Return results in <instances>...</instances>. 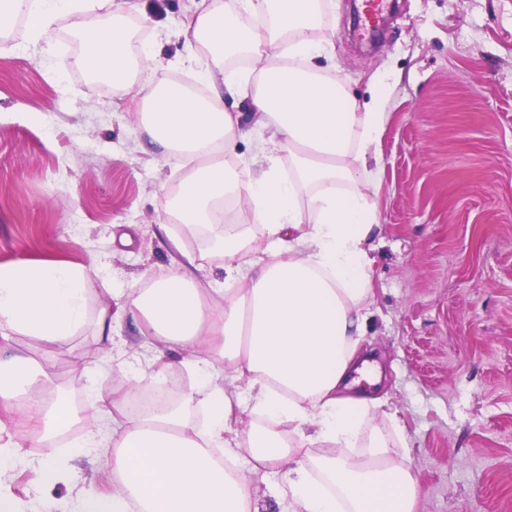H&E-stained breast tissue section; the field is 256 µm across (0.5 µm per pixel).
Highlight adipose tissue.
Instances as JSON below:
<instances>
[{"instance_id": "1", "label": "adipose tissue", "mask_w": 512, "mask_h": 512, "mask_svg": "<svg viewBox=\"0 0 512 512\" xmlns=\"http://www.w3.org/2000/svg\"><path fill=\"white\" fill-rule=\"evenodd\" d=\"M197 0L184 34L205 45L197 87L154 83L153 50L131 54L129 16L141 0H10L0 33L24 14L29 34L47 36L56 17L74 19L78 66L126 87L133 72L147 106L142 125L165 159L191 163L167 209L180 236L220 225L225 289L214 301L197 287L186 256L162 279L89 314L94 264L58 260L0 263V407L36 393L34 439L67 433L86 419V436L42 465L46 486L69 482V459L101 447L112 430V489L81 493L73 512H260L255 478H276L277 512H416L418 478L409 451L362 439L364 420L385 398L350 394L345 379L373 303L376 203L360 187L369 154L385 131L384 83L358 103L332 68L316 65L325 0ZM109 21L88 27L87 15ZM255 17L252 25L243 16ZM246 57L248 71L227 67ZM248 98L261 123L249 163L223 154L241 139L240 113L225 99ZM95 318L100 336L131 321L149 341L135 370L115 373L111 396H90L88 416L66 397L51 363L17 345L27 336L67 344ZM191 352L199 377L181 398L144 409L135 395L171 371L170 351ZM364 444V452L349 456Z\"/></svg>"}]
</instances>
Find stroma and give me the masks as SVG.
Segmentation results:
<instances>
[{
    "instance_id": "35a3bbf8",
    "label": "stroma",
    "mask_w": 512,
    "mask_h": 512,
    "mask_svg": "<svg viewBox=\"0 0 512 512\" xmlns=\"http://www.w3.org/2000/svg\"><path fill=\"white\" fill-rule=\"evenodd\" d=\"M187 5L148 0L146 14L129 20L138 43L159 54L154 82H192L193 70L174 59L207 58L202 45L158 26L183 19ZM72 22L58 16L38 42L23 27L0 38V263L98 257L94 310L113 289L172 269L166 204L187 170L156 158L134 92L96 84L76 66ZM356 25L352 0H330L318 37L358 102L375 80L389 85L379 174L366 187L381 224L366 343L380 373L369 391L388 399L402 427L377 415L365 433L408 445L417 512H512V0H399L372 49L352 38ZM215 232L205 225L183 241L202 288L224 282L209 245ZM135 340L131 324L109 344L89 324L52 351L24 336L18 344L50 360L81 406L83 368L108 355L130 360ZM58 453L30 450L29 465L0 475L22 512L44 495L65 504L111 487V442L74 460L73 481L49 488L41 465Z\"/></svg>"
}]
</instances>
